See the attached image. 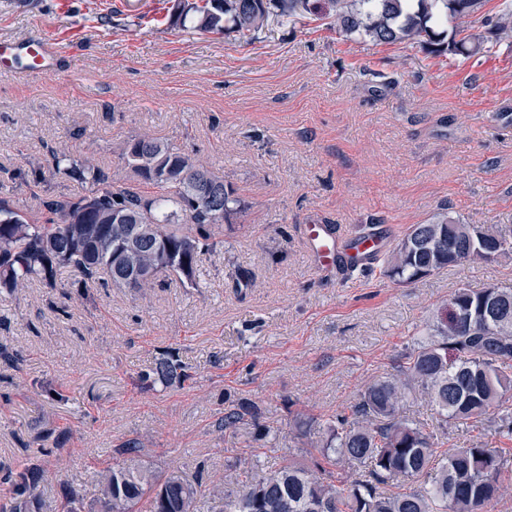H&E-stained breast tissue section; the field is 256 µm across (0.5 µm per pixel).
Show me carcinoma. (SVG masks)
Listing matches in <instances>:
<instances>
[{
	"mask_svg": "<svg viewBox=\"0 0 512 512\" xmlns=\"http://www.w3.org/2000/svg\"><path fill=\"white\" fill-rule=\"evenodd\" d=\"M482 0H182L179 17L192 29L253 36L270 22L326 20L348 38L374 45L404 43L429 54L470 57L488 38L512 45V3L475 33ZM138 180L157 187L147 195L108 181L91 156L53 155L54 173L85 185L74 197L45 202L50 217L37 224L0 200V290L15 292L38 281L56 287L64 268L86 280L101 274L117 287L145 293L162 274L196 283L201 256L218 244L223 226L244 210L233 187L210 167L148 132L129 137L117 153ZM221 196L208 200L206 189ZM148 225L147 237L130 239L127 228ZM512 256V239L474 224H413L394 244L385 275L412 283L463 260ZM499 311L483 312L490 294ZM421 337L405 348L396 373L368 383L352 416L323 426L296 419L297 437L310 440V463L290 460L264 473L245 472L237 490L223 480L208 491L180 471L159 472L144 460L134 437L121 460L96 473L99 512H198L209 495L211 512H491L503 483H512V454L487 442L442 450L449 429L481 427L512 436V290L456 289ZM143 378L165 387L189 378L178 357L164 352ZM421 399L436 411L429 422L410 419L404 406ZM255 406L224 413L219 428L236 427ZM43 478L38 461L17 473L14 497L0 512H31ZM418 486L404 489L401 483ZM393 482L396 491L384 485Z\"/></svg>",
	"mask_w": 512,
	"mask_h": 512,
	"instance_id": "carcinoma-1",
	"label": "carcinoma"
}]
</instances>
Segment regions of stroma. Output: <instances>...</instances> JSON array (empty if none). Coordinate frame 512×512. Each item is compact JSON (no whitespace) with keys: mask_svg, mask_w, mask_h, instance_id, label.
<instances>
[{"mask_svg":"<svg viewBox=\"0 0 512 512\" xmlns=\"http://www.w3.org/2000/svg\"><path fill=\"white\" fill-rule=\"evenodd\" d=\"M174 4L0 0V41L41 29L68 54L50 75L0 71V198L42 223L44 201L80 194L49 171L60 149L137 185L115 150L148 132L223 174L246 204L202 256L197 286L170 276L142 295L66 268L57 287L0 293V502L37 456L38 499L60 506L69 487L94 504L96 470L131 437L154 469L191 478L308 461L297 415L350 413L456 288L512 289L507 258L410 284L378 265L350 288L314 269L300 233L323 219L398 237L443 215L511 228L512 46L435 57L318 21L201 34ZM165 351L188 380L143 382ZM245 400L257 419L219 430Z\"/></svg>","mask_w":512,"mask_h":512,"instance_id":"1","label":"stroma"}]
</instances>
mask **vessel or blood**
Returning <instances> with one entry per match:
<instances>
[{"label": "vessel or blood", "instance_id": "obj_1", "mask_svg": "<svg viewBox=\"0 0 512 512\" xmlns=\"http://www.w3.org/2000/svg\"><path fill=\"white\" fill-rule=\"evenodd\" d=\"M61 58L57 41L45 33L34 34L22 42L0 41V68L26 64L32 71L51 74L59 67ZM303 239L316 268L344 280L355 272L371 268L385 250L390 234L384 224H369L353 232L314 220L304 225Z\"/></svg>", "mask_w": 512, "mask_h": 512}]
</instances>
